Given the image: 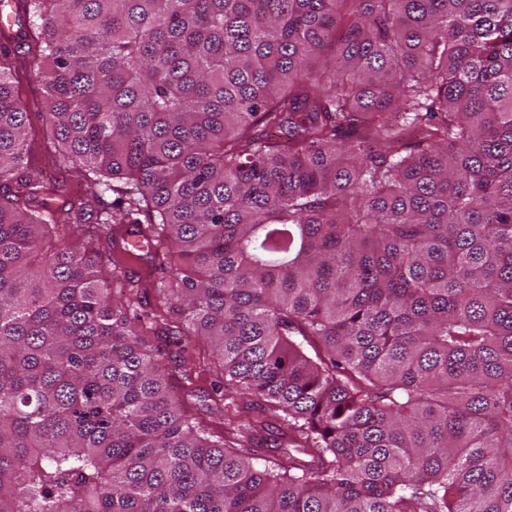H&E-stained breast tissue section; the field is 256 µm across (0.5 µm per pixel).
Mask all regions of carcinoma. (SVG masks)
Returning a JSON list of instances; mask_svg holds the SVG:
<instances>
[{
  "label": "carcinoma",
  "mask_w": 512,
  "mask_h": 512,
  "mask_svg": "<svg viewBox=\"0 0 512 512\" xmlns=\"http://www.w3.org/2000/svg\"><path fill=\"white\" fill-rule=\"evenodd\" d=\"M13 12L118 199H59L0 65V512H512V0ZM169 314L239 437L171 392ZM196 357L198 358V362L200 363L199 371H201V378L198 382H196V388H201L200 391H197L196 394L198 396H203L206 393H212L210 383L212 381H221L222 378V370L217 361L214 359L213 354L211 352L210 347L206 343V341L202 338H196L193 340ZM202 390L206 392H201Z\"/></svg>",
  "instance_id": "cac0c4a2"
}]
</instances>
